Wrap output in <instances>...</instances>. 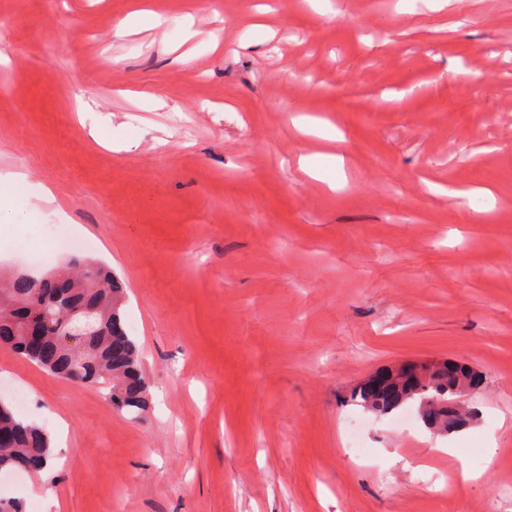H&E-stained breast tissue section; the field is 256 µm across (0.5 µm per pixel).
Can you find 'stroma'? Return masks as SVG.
I'll list each match as a JSON object with an SVG mask.
<instances>
[{"label":"stroma","instance_id":"1","mask_svg":"<svg viewBox=\"0 0 512 512\" xmlns=\"http://www.w3.org/2000/svg\"><path fill=\"white\" fill-rule=\"evenodd\" d=\"M137 9L167 22L117 37ZM1 15L0 172L25 180L0 202V269L108 261L150 408L131 418L0 346L23 417L69 425L62 464L13 473L0 498L512 512V0H0ZM46 187L55 205L37 203ZM40 224L69 242L36 264L13 236ZM446 360L483 377L463 431L353 401L379 370ZM353 414L372 464L344 447Z\"/></svg>","mask_w":512,"mask_h":512}]
</instances>
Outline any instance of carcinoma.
Returning a JSON list of instances; mask_svg holds the SVG:
<instances>
[{
    "label": "carcinoma",
    "instance_id": "cac0c4a2",
    "mask_svg": "<svg viewBox=\"0 0 512 512\" xmlns=\"http://www.w3.org/2000/svg\"><path fill=\"white\" fill-rule=\"evenodd\" d=\"M124 297L112 273L92 260L76 258L69 267L38 278L16 272L0 285V343L51 374L106 390L113 406L137 417L146 409L148 382L139 348L123 325ZM86 314L94 318L97 332L77 348L66 337ZM462 377L472 385L478 382L469 367L444 361L428 367L413 391L394 384L383 395L365 383L355 400L376 415L414 406L424 427L440 435L473 418L467 408L452 405V390ZM0 435L9 438L0 445V473L38 471L52 454L48 432L25 421L2 395Z\"/></svg>",
    "mask_w": 512,
    "mask_h": 512
}]
</instances>
